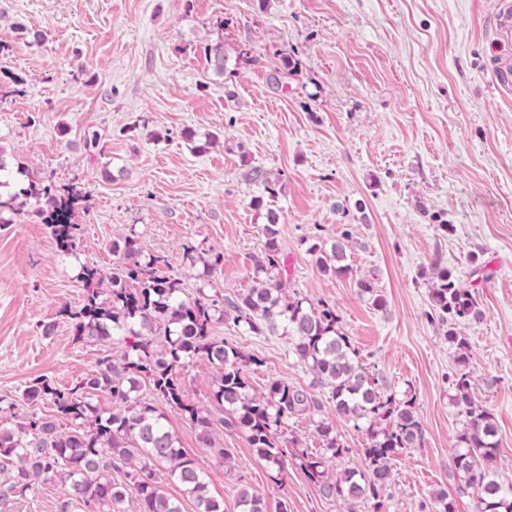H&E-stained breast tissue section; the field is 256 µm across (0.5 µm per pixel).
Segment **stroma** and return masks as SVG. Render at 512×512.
I'll return each instance as SVG.
<instances>
[{
	"label": "stroma",
	"mask_w": 512,
	"mask_h": 512,
	"mask_svg": "<svg viewBox=\"0 0 512 512\" xmlns=\"http://www.w3.org/2000/svg\"><path fill=\"white\" fill-rule=\"evenodd\" d=\"M502 0H0V147L58 191L85 195L73 215L77 255L20 212L0 224V428L49 410L22 393L38 377L68 386L120 354L118 344L75 341L62 306L80 308L83 263L111 276L112 244L136 234L166 257L186 295L198 287L233 298L253 285L261 228L279 216L287 296L336 308L364 364L397 397L414 396L419 447L393 463L382 512H475L457 493V436L467 419L448 328L430 319L432 264L477 285L483 317L461 326L472 397L489 410L501 444L492 470L512 483V90L495 94L491 21ZM223 44L215 74L207 46ZM249 50L253 61L237 60ZM296 63L280 69L282 55ZM193 140H186V133ZM217 135L204 153L194 144ZM95 145H87L89 137ZM278 173L270 209L252 204L251 170ZM347 238L345 275L323 272L310 243ZM217 249L224 263L201 285L182 246ZM374 283L375 306L359 281ZM53 324L44 336V324ZM214 336L260 359L253 394L283 379L323 403L315 418L278 429L289 453L319 452L312 424H330L347 447L336 468L359 467L366 438L337 416L326 388L284 333L259 336L217 323ZM165 423L197 461L224 512L236 491L261 495L267 512H344L296 466H268L244 433L216 428L213 448L179 411ZM64 482L39 484L0 512H54Z\"/></svg>",
	"instance_id": "1"
}]
</instances>
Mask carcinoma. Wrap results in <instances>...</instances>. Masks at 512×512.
<instances>
[{"label": "carcinoma", "instance_id": "obj_1", "mask_svg": "<svg viewBox=\"0 0 512 512\" xmlns=\"http://www.w3.org/2000/svg\"><path fill=\"white\" fill-rule=\"evenodd\" d=\"M214 71L224 74V46L218 43L206 51ZM23 177L18 191L0 193V212L29 207L28 214L47 226L52 239L64 252H74L83 232L72 221V213L85 200L82 195L59 194L46 180L19 168ZM271 200L281 190L280 180L260 169L251 172ZM278 218L267 211L262 226L264 256L256 263L255 282L237 299H218L196 289L194 296L183 297V283L167 272L168 260L159 255H143V247L131 235L115 244L119 255L109 278L108 297L101 298L97 286L104 277L94 265L81 269V279L91 286L84 304L73 311L61 308L73 327L77 341L94 340L102 344H123L120 358L105 356L87 377L70 387H57L50 380L37 378L24 392L29 402L46 401L50 415L32 416L15 430L0 429V460L11 465L0 480V498L25 496L39 482L56 476L67 484L66 493L55 504L56 512H75L79 507L93 512H120L119 504L131 496L138 512H182L179 503L158 485L160 468L179 482L196 501L197 512H224V503L208 495V483L196 460L178 445L166 428L160 409L136 396L146 384L160 403L176 409L200 433L225 467H231L232 453L213 447L211 434L216 426L240 430L247 435L257 456L282 471L288 466V449L277 440L274 428L294 416L313 415L321 402L302 387L277 379L268 393H250L248 371L260 360L246 357L228 342L213 336V326L230 321L245 326L257 335L279 329L293 340L295 355L309 367L314 378L329 389L335 412L366 437L363 468L330 471V459L350 452L332 434V427L316 422V432L326 442L331 458L322 454L295 455L300 469L316 485L319 495L348 505L350 512L372 503L381 512V498L389 483L392 461L399 453L421 444L423 432L413 398H398L359 359L358 351L340 326L336 309L317 306L285 294L286 284L275 277L281 266L278 244ZM308 252L317 256L325 272L346 273L347 266L336 262L344 258L345 244L331 246L315 241ZM183 255L190 263H200L209 271L224 262L218 251H200L189 242ZM430 316L448 325V342L458 350L460 370L455 379L456 400L466 406L468 420L459 434L453 464L461 481L459 490H477L476 512H512V483L504 485L494 478L490 465L500 447L499 430L492 414L472 401L470 374L466 371L467 340L456 327L476 321L483 315L480 297L464 288L448 269L433 268ZM195 358L206 359L215 375L210 398L224 416L212 414L189 400L182 371ZM106 393L112 410L104 412L92 399ZM71 429L62 431L61 423ZM130 468V485L112 481V469ZM239 512H265L262 497L247 488L237 493Z\"/></svg>", "mask_w": 512, "mask_h": 512}]
</instances>
